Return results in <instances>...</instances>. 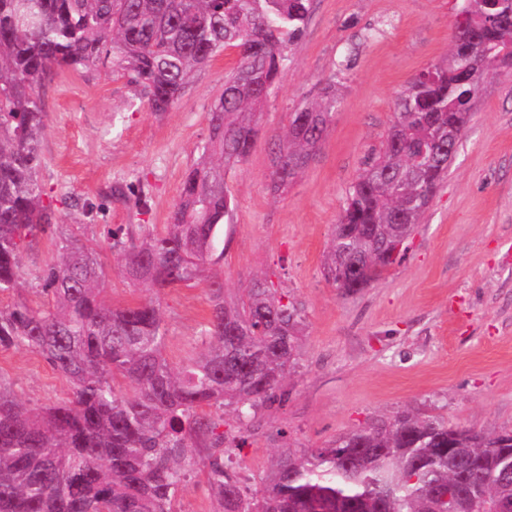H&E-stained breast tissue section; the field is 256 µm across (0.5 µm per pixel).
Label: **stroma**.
Listing matches in <instances>:
<instances>
[{
	"mask_svg": "<svg viewBox=\"0 0 512 512\" xmlns=\"http://www.w3.org/2000/svg\"><path fill=\"white\" fill-rule=\"evenodd\" d=\"M463 0H313L306 29L286 52L282 79L260 109L245 162L227 171L233 204L224 257L209 274L233 302L257 277L300 302L306 321L283 404L225 444L224 460L248 493L262 491L280 454L323 448L373 419L408 407L477 431L512 430V72L488 79L406 257L374 282L341 295L322 274L346 193L380 148L395 98L422 70L446 62ZM237 56L196 69L172 110L149 109L128 77L97 68L58 72L42 89L39 181L46 200H67L62 221L22 251L17 291L0 307L47 298L30 276L67 239L95 248L106 297L124 307L158 297L172 365L208 348L207 283L153 292L114 267L111 233L162 231L187 171L203 156L208 113ZM335 78L339 100L314 159L280 194L270 188L271 145L289 115ZM125 199H117L116 189ZM146 195L145 208L135 200ZM0 387L41 407L72 396L34 349L0 348ZM196 454L177 512H221Z\"/></svg>",
	"mask_w": 512,
	"mask_h": 512,
	"instance_id": "1",
	"label": "stroma"
}]
</instances>
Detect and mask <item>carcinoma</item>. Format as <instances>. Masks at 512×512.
Masks as SVG:
<instances>
[{
    "label": "carcinoma",
    "instance_id": "1",
    "mask_svg": "<svg viewBox=\"0 0 512 512\" xmlns=\"http://www.w3.org/2000/svg\"><path fill=\"white\" fill-rule=\"evenodd\" d=\"M313 0H0V293L19 285L27 240L57 224L38 179L40 89L59 71L108 68L129 77L153 112L181 100L191 73L232 50L238 65L209 112L210 153L184 177L163 232L112 234L115 265L157 290L189 284L216 263L232 218L227 170L258 133L260 105L283 74ZM512 70V0H470L456 20L448 63L420 72L394 103L381 148L349 191L334 225L324 277L340 293L377 281L399 258L448 171L482 85ZM336 105V81L290 119L273 143L271 184L284 191L312 160ZM52 305L0 308V347L24 345L74 386L72 398L28 408L0 389V512H176L193 453L224 512H512V432L451 426L408 409L325 448L282 454L257 499L224 468L229 407L244 432L284 399L295 371L302 305L256 280L231 306L209 284V348L175 368L164 356L159 303L114 308L104 272L78 238L35 271ZM130 382V397L113 382Z\"/></svg>",
    "mask_w": 512,
    "mask_h": 512
}]
</instances>
